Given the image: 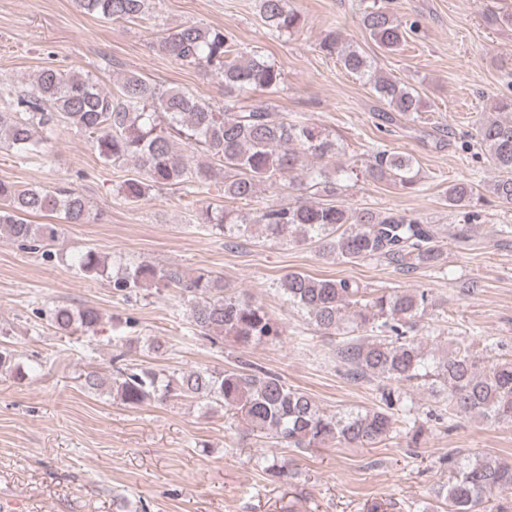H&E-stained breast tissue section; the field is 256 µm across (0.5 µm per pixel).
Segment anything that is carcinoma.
<instances>
[{"label": "carcinoma", "instance_id": "1", "mask_svg": "<svg viewBox=\"0 0 512 512\" xmlns=\"http://www.w3.org/2000/svg\"><path fill=\"white\" fill-rule=\"evenodd\" d=\"M148 0H81L91 14L112 21L143 15ZM259 15L273 35L296 31L300 15L288 0H259ZM362 27L388 52L401 48L407 31L388 11L375 5L361 17ZM172 60L193 65L224 81V104L214 105L193 94L168 88L134 72L107 90L86 74L41 70L29 87L0 84V144L21 159L41 153L47 136L66 126L90 138L98 157L121 166L133 161L142 177L121 185L126 199L137 202L150 190L177 186L202 194L211 182L224 180V198L232 208L199 210L198 223L228 238L259 227L272 241L312 244L325 255L349 262L386 260L405 273L434 267L442 250L430 227L414 216L357 211L346 205L349 175L334 164L335 139L308 120L279 111L273 95L284 84V70L258 52H242L223 30L185 25L169 31L158 43ZM322 49L337 54L344 68L368 77L372 89L392 111L410 117L424 108L417 91L372 68L358 50L343 46L341 34H329ZM201 148L215 163L190 165L176 141ZM479 140L499 170L490 192L512 207V120L486 119ZM371 176L402 187L416 183L412 159L379 149L369 164ZM303 177L320 198L288 205H262L258 189ZM474 187L452 184L446 192L452 207L471 205ZM58 213L68 224L89 220V206L71 188L55 191L22 188L0 180V236L35 244L58 236L55 224H31L27 214ZM88 278H102L107 269L99 252L89 250L77 261ZM178 288L190 306L200 333L215 342L226 336L243 345L272 343L285 334L283 323L264 308L226 292L223 281L205 272L193 277L174 266L141 263L112 280V288L132 293L144 286ZM288 304L305 313L319 328L338 331L349 324L348 338L337 356L355 379L386 381L379 405L365 412H329L309 394L289 387L280 376L249 364L224 370L208 368L164 375L150 367L116 370L111 381L95 372L85 375L89 390L110 389L126 404L203 396L226 412L238 413L250 431L277 444L301 448L336 440L371 445L393 432L402 405L401 387L430 390L448 402V416L476 414L494 422L512 423V361L477 365L471 346L430 363L421 348L420 318L432 304L427 289L389 288L366 297L355 280L317 278L290 272L280 281ZM59 331L95 333L101 313L89 306H57L49 313ZM448 486L439 496L448 512H480L490 498L512 493V466L482 454L450 456Z\"/></svg>", "mask_w": 512, "mask_h": 512}]
</instances>
